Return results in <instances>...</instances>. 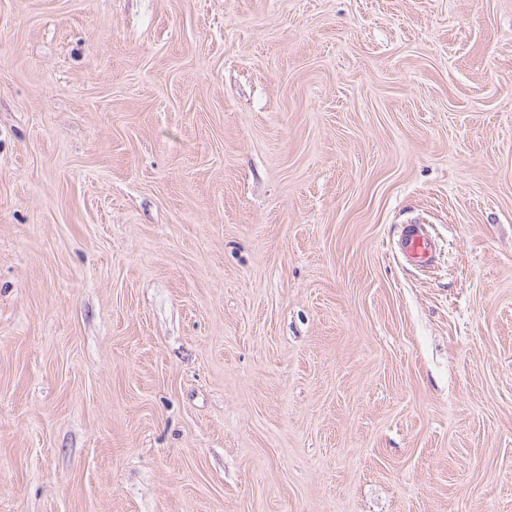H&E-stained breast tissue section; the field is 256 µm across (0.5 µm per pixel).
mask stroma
Wrapping results in <instances>:
<instances>
[{"label":"stroma","instance_id":"obj_1","mask_svg":"<svg viewBox=\"0 0 512 512\" xmlns=\"http://www.w3.org/2000/svg\"><path fill=\"white\" fill-rule=\"evenodd\" d=\"M0 512H512V0H0ZM398 248L411 264L427 268L434 260L437 245L422 224H406L401 230Z\"/></svg>","mask_w":512,"mask_h":512}]
</instances>
